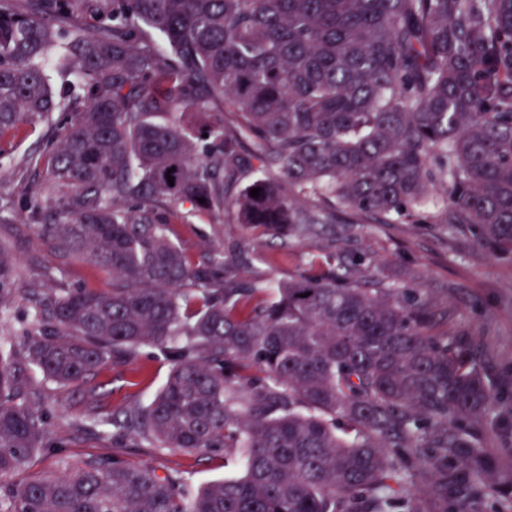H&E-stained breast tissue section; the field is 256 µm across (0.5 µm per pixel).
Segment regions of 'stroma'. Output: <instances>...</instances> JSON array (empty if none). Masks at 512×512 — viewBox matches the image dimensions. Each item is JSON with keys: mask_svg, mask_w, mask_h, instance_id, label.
Segmentation results:
<instances>
[{"mask_svg": "<svg viewBox=\"0 0 512 512\" xmlns=\"http://www.w3.org/2000/svg\"><path fill=\"white\" fill-rule=\"evenodd\" d=\"M345 218L344 212H337L335 221L319 225L316 233L293 237L247 229L236 224L228 210L188 224L172 221L169 236L198 261L209 249H222L225 276L270 288L304 273L311 261L326 254L346 250L365 255L362 277L423 289L440 329L477 336L483 356L512 378V256L491 253L450 224H349ZM0 243L16 258L19 285L24 289L23 295L0 309V317L15 327L32 320L28 290L51 294L62 288L106 291L112 286L107 271L55 251L30 225L0 224ZM170 369L169 359L145 348L133 358L109 361L79 384L58 385L44 380L39 371L29 370L24 383L40 391L50 410V428L62 444L37 450L23 469L9 477V484L62 472L89 456H114L151 466L161 475L174 472L193 489L238 471L240 460L235 455L181 450L159 454L129 441H113L111 434L94 426L95 417L146 404Z\"/></svg>", "mask_w": 512, "mask_h": 512, "instance_id": "35a3bbf8", "label": "stroma"}]
</instances>
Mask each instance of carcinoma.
<instances>
[{
    "label": "carcinoma",
    "mask_w": 512,
    "mask_h": 512,
    "mask_svg": "<svg viewBox=\"0 0 512 512\" xmlns=\"http://www.w3.org/2000/svg\"><path fill=\"white\" fill-rule=\"evenodd\" d=\"M21 123L50 131L22 161L40 170L23 223L112 288L31 293L19 353L0 324V512L512 507V483H489L488 424L509 406L476 337L439 331L420 289L355 283L361 258L339 254L267 297L224 277L223 251L200 266L166 234L228 205L290 235L342 209L511 255L512 0H0V132ZM251 170L267 176L228 198ZM18 280L1 245L0 307ZM143 347L170 359L166 382L98 425L240 453L241 475L193 492L91 456L5 483L61 444L23 372L80 383Z\"/></svg>",
    "instance_id": "obj_1"
}]
</instances>
